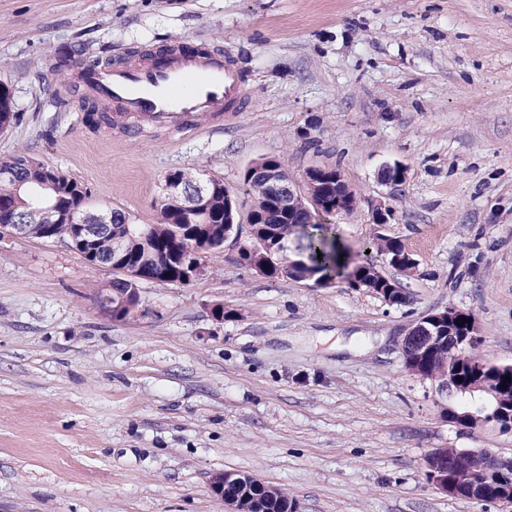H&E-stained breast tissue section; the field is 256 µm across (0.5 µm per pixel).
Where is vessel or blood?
Returning a JSON list of instances; mask_svg holds the SVG:
<instances>
[{"label": "vessel or blood", "mask_w": 512, "mask_h": 512, "mask_svg": "<svg viewBox=\"0 0 512 512\" xmlns=\"http://www.w3.org/2000/svg\"><path fill=\"white\" fill-rule=\"evenodd\" d=\"M85 88L121 117L147 127L185 130L208 113L233 115L248 106V78L231 54L170 44L131 63L84 64Z\"/></svg>", "instance_id": "b4317fda"}]
</instances>
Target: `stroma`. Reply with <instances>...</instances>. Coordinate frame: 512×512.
Wrapping results in <instances>:
<instances>
[{"label": "stroma", "mask_w": 512, "mask_h": 512, "mask_svg": "<svg viewBox=\"0 0 512 512\" xmlns=\"http://www.w3.org/2000/svg\"><path fill=\"white\" fill-rule=\"evenodd\" d=\"M173 43L237 57L248 110L183 133L85 125L81 63ZM0 85L21 116L0 160L62 171L91 207L155 223L167 175L196 169L245 213L253 162L298 181L333 165L357 201L335 219L351 251L385 234L416 261L374 257L400 305L272 279L242 262L243 223L202 275L144 283L145 315L116 321L94 299L111 268L62 240L0 239V512H225L222 471L299 512H512L427 480L436 448L512 458V429L448 419L461 398L400 349L454 306L476 316L478 354L512 365V0H0ZM394 163L405 181L382 184Z\"/></svg>", "instance_id": "1"}]
</instances>
